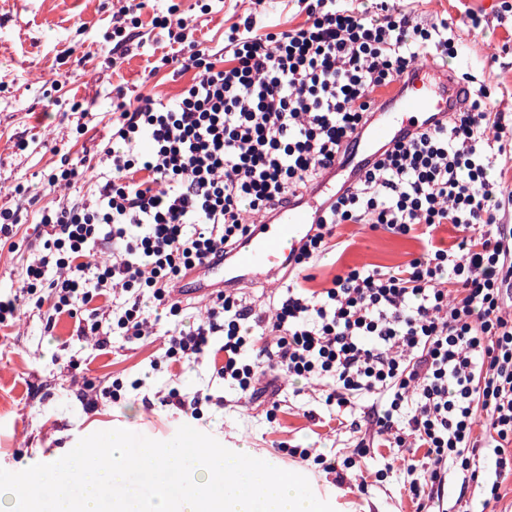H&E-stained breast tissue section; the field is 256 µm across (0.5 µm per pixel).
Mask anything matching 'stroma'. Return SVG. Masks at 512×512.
<instances>
[{"label":"stroma","instance_id":"stroma-1","mask_svg":"<svg viewBox=\"0 0 512 512\" xmlns=\"http://www.w3.org/2000/svg\"><path fill=\"white\" fill-rule=\"evenodd\" d=\"M123 0H0V209L16 212L19 222L10 238L0 240V294L20 285L22 265L30 254L26 240L40 232L39 209L60 197L78 195V188L46 191L44 179L61 161L78 165L94 156L109 136L112 101L118 93L172 98L184 86V76L164 67L147 77L148 57L167 38L151 25L153 15L177 5L195 19L206 46L220 50L224 31L257 16L280 27L300 23L296 0H220L211 13L198 0H146L138 32L145 42L140 53L102 47L112 29V16ZM414 23L427 26L449 16L460 46L449 65L467 71L494 92L495 110L512 113V0H400ZM482 23L473 27L469 16ZM88 108L86 117L76 107ZM336 248L317 258L313 287L328 286L345 265L395 267L416 252L414 242L371 230L366 224H344L337 230ZM161 320L153 335L130 343L117 336L108 353L84 344L91 362L87 377L141 380L137 391L107 404L97 414L85 413L74 396L75 386L63 364L62 344L74 324L61 318L46 334L40 312L28 308L16 325L0 327V468L24 470L66 455L80 439L98 431L127 429L158 441L172 439L181 425L209 434L228 448H249L255 458L292 469L307 477L318 499L339 512H415L408 491L411 477L403 461L386 447L371 449L359 475L337 485L319 466L284 454L279 442L313 453L350 456L363 433L338 424L336 408L326 406L316 384L285 378L264 381L253 399H242L230 384L215 378L207 362L168 368L162 358ZM190 395L207 389L223 398L220 409H204L200 419L186 420L161 406L169 389ZM275 417H268V409Z\"/></svg>","mask_w":512,"mask_h":512}]
</instances>
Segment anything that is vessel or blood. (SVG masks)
<instances>
[{
	"label": "vessel or blood",
	"instance_id": "1",
	"mask_svg": "<svg viewBox=\"0 0 512 512\" xmlns=\"http://www.w3.org/2000/svg\"><path fill=\"white\" fill-rule=\"evenodd\" d=\"M462 106V87L450 67L430 59L415 63L408 76L396 81L392 91L376 95L372 123L346 154L345 186H355L360 167L381 146L402 134L435 127ZM335 199L336 184L329 172L296 203L277 210L273 217L254 222L251 234L233 258L202 266L191 295L210 292L208 276L212 273L220 275L228 288L270 279L288 265Z\"/></svg>",
	"mask_w": 512,
	"mask_h": 512
}]
</instances>
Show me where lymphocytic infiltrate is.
Segmentation results:
<instances>
[{
    "instance_id": "obj_1",
    "label": "lymphocytic infiltrate",
    "mask_w": 512,
    "mask_h": 512,
    "mask_svg": "<svg viewBox=\"0 0 512 512\" xmlns=\"http://www.w3.org/2000/svg\"><path fill=\"white\" fill-rule=\"evenodd\" d=\"M305 19L259 33L232 25L224 49L195 37L177 7L154 17L170 52L160 66L191 79L172 100L119 101L100 163L82 196L39 212L40 237L18 295L0 299V325L21 306L44 308L46 332L61 317L96 350L142 339L150 311L174 318L163 356L207 358L214 373L252 397L264 377L323 383L327 405L368 404L352 427L370 437L343 461L298 452L344 483L369 443L423 449L426 476L411 484L417 512L443 506L449 470L501 499L512 474V192L491 176L512 160V120L480 85L466 110L380 151L359 185L342 192L295 256L287 285L266 309L215 289L185 326L180 282L227 259L248 230L302 197L331 169L388 90L421 55L458 56L447 20L414 25L388 0L359 9L308 0ZM368 224L417 240L401 267L348 266L328 287H308L314 259L338 226ZM444 224L463 231L456 247L434 241ZM483 434H476V425Z\"/></svg>"
}]
</instances>
